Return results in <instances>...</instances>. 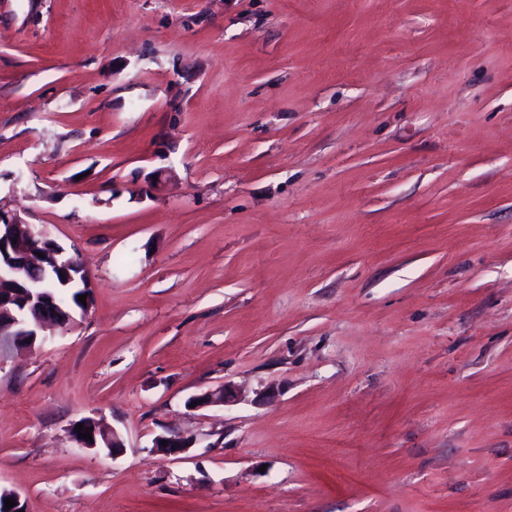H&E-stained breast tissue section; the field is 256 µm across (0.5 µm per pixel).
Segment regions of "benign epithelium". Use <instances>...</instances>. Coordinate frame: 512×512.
<instances>
[{
  "mask_svg": "<svg viewBox=\"0 0 512 512\" xmlns=\"http://www.w3.org/2000/svg\"><path fill=\"white\" fill-rule=\"evenodd\" d=\"M80 281L86 291H93L92 276L87 266L75 256H67L64 249L41 231L35 230L19 215L0 209V337L10 336L20 344L35 345L44 339L42 331L51 323L68 328L75 322L74 312L58 316L54 297L48 285L66 288ZM234 394L229 387L217 392H206L191 398L197 407L230 403ZM90 429L92 439L71 432L72 441L79 448L105 451L115 456L123 443L116 433H108L91 419L83 423ZM192 440L179 434L155 439L154 449L166 457L179 458Z\"/></svg>",
  "mask_w": 512,
  "mask_h": 512,
  "instance_id": "7a95c632",
  "label": "benign epithelium"
}]
</instances>
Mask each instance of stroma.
Segmentation results:
<instances>
[{
	"mask_svg": "<svg viewBox=\"0 0 512 512\" xmlns=\"http://www.w3.org/2000/svg\"><path fill=\"white\" fill-rule=\"evenodd\" d=\"M0 208L95 285L0 341L27 512H512V0H0ZM89 421L83 423L82 433H85V429L89 428V433L92 434V440H86L84 438H79V433L75 432L74 425L71 428V438L72 441L77 445V448H84L88 450H96V451H106L108 455L115 456L122 451L123 443L119 439V437L113 431L111 433L105 432L101 429L98 423L90 418H86ZM90 427H93V430H90ZM99 435H102L103 439L106 442V447L99 445L98 439ZM112 440V447L110 446V441ZM162 440H165V445H161ZM191 444L192 440L179 434H171L157 437L154 442V449L164 456L177 459L191 448Z\"/></svg>",
	"mask_w": 512,
	"mask_h": 512,
	"instance_id": "stroma-1",
	"label": "stroma"
}]
</instances>
